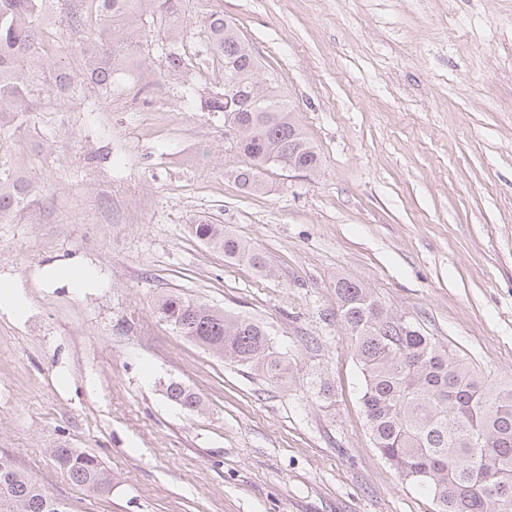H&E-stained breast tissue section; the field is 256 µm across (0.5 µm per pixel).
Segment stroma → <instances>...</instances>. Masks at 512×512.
<instances>
[{
  "label": "stroma",
  "instance_id": "stroma-1",
  "mask_svg": "<svg viewBox=\"0 0 512 512\" xmlns=\"http://www.w3.org/2000/svg\"><path fill=\"white\" fill-rule=\"evenodd\" d=\"M320 156L317 171L237 181L209 0H183V42L146 28L131 80L38 83L0 162L37 196L0 223V277L30 304L0 311V452L69 512H435L379 454L335 283L512 382V0H221ZM183 59L172 71L166 56ZM257 247L267 272L224 259L191 224ZM103 285H47L45 264ZM176 293L267 327L292 375L273 383L214 356L155 313ZM328 382L318 398L310 380ZM197 393L188 411L170 382ZM99 457L90 492L51 451ZM41 274L48 284L64 286L75 291L102 287L95 270L86 265L54 261L45 265ZM166 394L171 401L185 409L194 411L201 406L199 397L179 383L170 382L166 387Z\"/></svg>",
  "mask_w": 512,
  "mask_h": 512
}]
</instances>
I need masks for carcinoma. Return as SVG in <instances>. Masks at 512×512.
I'll return each mask as SVG.
<instances>
[{
	"label": "carcinoma",
	"instance_id": "obj_1",
	"mask_svg": "<svg viewBox=\"0 0 512 512\" xmlns=\"http://www.w3.org/2000/svg\"><path fill=\"white\" fill-rule=\"evenodd\" d=\"M44 0H0V131L16 127L36 81L48 78L60 96L74 90L72 75L55 66L37 43ZM182 0H79L66 23L81 36L84 79L107 92L138 56L144 15L174 17ZM209 45L224 68V97L207 110L227 111L250 167L237 174L246 188L260 187V170L295 165L313 172L319 155L276 82L258 75L257 58L236 24L221 14L208 23ZM36 193L25 178L0 165V222ZM192 233L229 260L265 271V256L224 225L201 221ZM340 322L361 374V403L375 448L408 483L426 493L438 512H512V384L494 386L472 364L410 321L394 315L370 289L336 280ZM156 313L180 335L214 355L257 370L273 382L290 366L263 325L176 294L158 300ZM181 407L200 408L199 397L179 383L166 387ZM72 483L106 491L111 478L94 455L52 449ZM0 512H68L64 502L0 453Z\"/></svg>",
	"mask_w": 512,
	"mask_h": 512
}]
</instances>
